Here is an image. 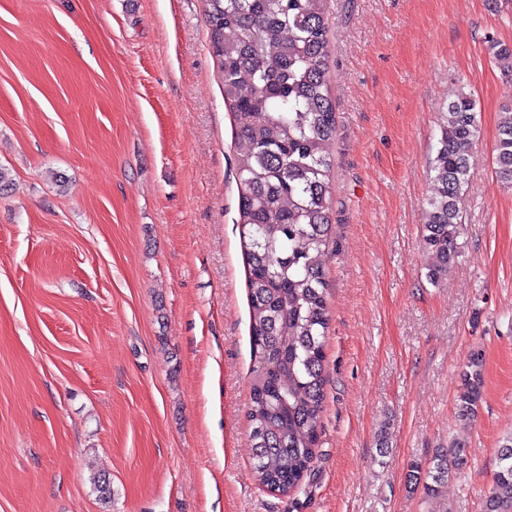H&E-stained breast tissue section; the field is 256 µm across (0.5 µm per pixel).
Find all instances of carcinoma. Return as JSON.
<instances>
[{"label":"carcinoma","instance_id":"cac0c4a2","mask_svg":"<svg viewBox=\"0 0 512 512\" xmlns=\"http://www.w3.org/2000/svg\"><path fill=\"white\" fill-rule=\"evenodd\" d=\"M206 2L224 101L244 142L237 173L254 356L247 411L253 472L259 485L287 493L315 471L324 408L329 311L321 256L329 246V145L336 136L325 71L327 0ZM489 53L512 71V45L491 40ZM478 133L475 100L461 92L439 114L430 162L421 247L434 283L460 254L456 201L472 177ZM494 151L497 173L512 187V106L502 112ZM483 388V356L475 352L461 371L458 417L477 416ZM467 461L465 444L453 442L412 466L409 478L436 497ZM91 484L103 503L112 501L109 477ZM484 499L485 512H512V434L498 449Z\"/></svg>","mask_w":512,"mask_h":512}]
</instances>
